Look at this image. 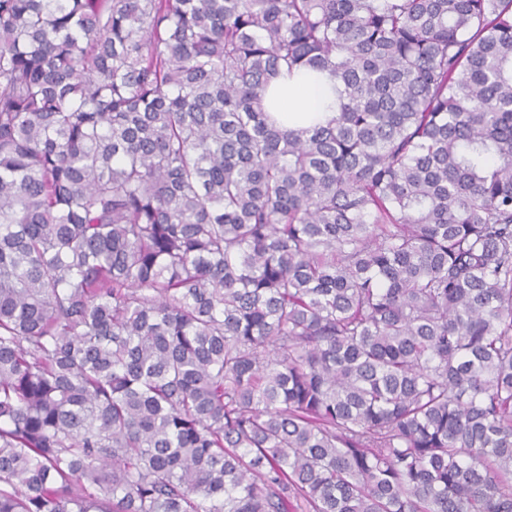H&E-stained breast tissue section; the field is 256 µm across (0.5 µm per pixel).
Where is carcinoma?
<instances>
[{
	"label": "carcinoma",
	"instance_id": "1",
	"mask_svg": "<svg viewBox=\"0 0 512 512\" xmlns=\"http://www.w3.org/2000/svg\"><path fill=\"white\" fill-rule=\"evenodd\" d=\"M0 512H512V0H0ZM265 109L284 127L307 129L325 122L336 109V92L326 74L295 69L273 78L266 91Z\"/></svg>",
	"mask_w": 512,
	"mask_h": 512
}]
</instances>
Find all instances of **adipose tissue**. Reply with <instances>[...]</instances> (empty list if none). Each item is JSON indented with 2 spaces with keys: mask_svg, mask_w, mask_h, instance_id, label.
Masks as SVG:
<instances>
[{
  "mask_svg": "<svg viewBox=\"0 0 512 512\" xmlns=\"http://www.w3.org/2000/svg\"><path fill=\"white\" fill-rule=\"evenodd\" d=\"M336 108V93L327 75L296 69L273 78L266 91L265 109L284 127L307 129L325 123Z\"/></svg>",
  "mask_w": 512,
  "mask_h": 512,
  "instance_id": "obj_1",
  "label": "adipose tissue"
}]
</instances>
